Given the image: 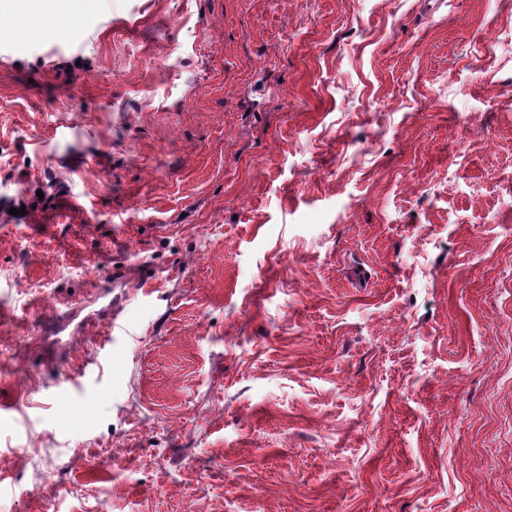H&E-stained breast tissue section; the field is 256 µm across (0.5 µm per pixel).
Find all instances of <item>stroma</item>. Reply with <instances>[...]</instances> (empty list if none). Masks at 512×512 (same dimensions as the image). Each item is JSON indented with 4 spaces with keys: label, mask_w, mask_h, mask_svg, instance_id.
I'll use <instances>...</instances> for the list:
<instances>
[{
    "label": "stroma",
    "mask_w": 512,
    "mask_h": 512,
    "mask_svg": "<svg viewBox=\"0 0 512 512\" xmlns=\"http://www.w3.org/2000/svg\"><path fill=\"white\" fill-rule=\"evenodd\" d=\"M0 512H512V0L0 16Z\"/></svg>",
    "instance_id": "35a3bbf8"
}]
</instances>
